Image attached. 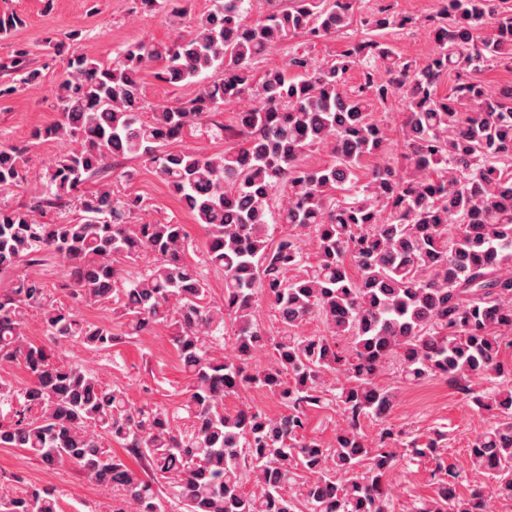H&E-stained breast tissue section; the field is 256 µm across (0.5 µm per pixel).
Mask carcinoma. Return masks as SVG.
I'll return each mask as SVG.
<instances>
[{"label": "carcinoma", "mask_w": 512, "mask_h": 512, "mask_svg": "<svg viewBox=\"0 0 512 512\" xmlns=\"http://www.w3.org/2000/svg\"><path fill=\"white\" fill-rule=\"evenodd\" d=\"M174 18L185 0H140ZM255 21L244 0H211L170 42L125 47L113 67L87 53L67 54L54 85L58 118L35 128L28 144L0 143V189L24 188V206L0 203V273L51 259L66 270L68 301L48 299L38 274L0 287V365H20L31 382L16 389L0 377V448H20L52 468L73 465L81 477L112 488V512H389L387 474L397 460L439 457L445 433L402 442L386 427L376 444L362 431L385 420L395 402L378 378L390 365L410 384L439 379L470 391L478 377L494 388L473 397L494 415L470 448L490 483L456 493L457 475L435 482L434 497L413 512H488L491 497L512 501V85L490 90L479 72L512 63V9L503 0H440L424 26L431 55L416 63L386 35L412 18L380 4L357 16V0H270ZM494 34L478 36L486 21ZM370 36L347 41L336 58L317 63L306 51L281 68L255 62L294 37ZM26 26L0 13V36ZM30 50L0 62L14 76L0 97L38 84ZM197 85L186 101L159 106L144 119L143 77ZM358 70L359 82L347 81ZM454 78L450 90L439 87ZM399 98L405 165L386 163L360 177L363 161L388 147L375 105ZM247 100L236 125H218L233 146L219 154L171 150L231 101ZM68 138L76 147L31 172L29 147ZM324 149L331 160L305 163ZM150 165L169 191L205 226L203 263L224 273L221 302L209 300L200 266L187 258L184 225L129 223L138 196H117L108 183L119 160ZM73 206L70 221L48 213ZM282 225L279 237L270 225ZM150 255L133 278L123 263ZM266 300L284 332L269 336L255 306ZM113 301L121 329L92 322L78 308ZM40 315L58 347L78 341L108 351L158 325L189 383L176 424L169 409L133 405L124 389L95 370L28 340L29 313ZM312 318L325 335L299 328ZM231 322L235 354L224 355ZM270 354L265 366L252 364ZM346 383L335 385L336 376ZM266 391L285 411L270 416L224 401ZM336 403L347 419L331 446L307 435V412ZM109 437L137 463L104 448ZM0 512H61L56 491L29 486L0 498Z\"/></svg>", "instance_id": "cac0c4a2"}]
</instances>
